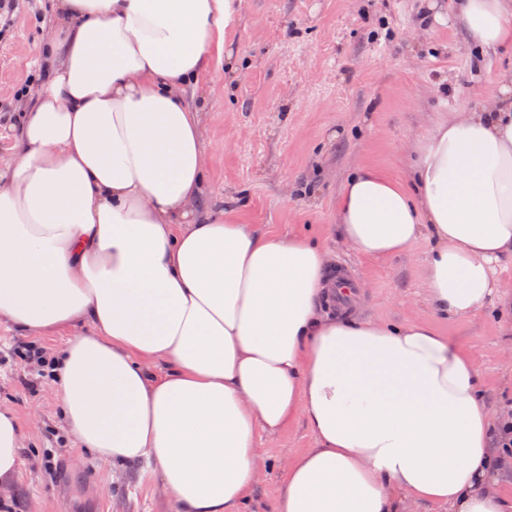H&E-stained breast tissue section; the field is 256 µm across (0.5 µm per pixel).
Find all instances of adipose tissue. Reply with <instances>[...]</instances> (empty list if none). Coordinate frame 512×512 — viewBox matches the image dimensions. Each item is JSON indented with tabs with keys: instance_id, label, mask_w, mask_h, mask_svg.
Wrapping results in <instances>:
<instances>
[{
	"instance_id": "obj_1",
	"label": "adipose tissue",
	"mask_w": 512,
	"mask_h": 512,
	"mask_svg": "<svg viewBox=\"0 0 512 512\" xmlns=\"http://www.w3.org/2000/svg\"><path fill=\"white\" fill-rule=\"evenodd\" d=\"M240 0H57L50 56L0 171V321L68 333L54 383L72 437L155 463L176 512H244L257 431L303 419L276 512H505L502 426L470 354L418 320L328 315L333 254L203 211L210 150L186 92L226 58ZM478 50L512 44V0H457ZM411 146L404 180L355 167L339 234L384 260L419 240L427 302L507 300L512 75ZM23 434L0 410V484Z\"/></svg>"
}]
</instances>
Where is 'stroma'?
<instances>
[{"label": "stroma", "instance_id": "obj_1", "mask_svg": "<svg viewBox=\"0 0 512 512\" xmlns=\"http://www.w3.org/2000/svg\"><path fill=\"white\" fill-rule=\"evenodd\" d=\"M429 1L240 0L227 43L238 68L203 75L187 97L213 147L206 203L261 233L315 238L355 268L363 284L355 316L426 319L474 358L486 406L511 409L512 323L488 309L457 319L433 312L422 280L427 241L376 261L339 239L336 195L351 167L368 161L401 175L420 134L442 113L481 105L512 69V50L472 52L448 0H437L445 23L424 22ZM54 21V0H16L0 20L1 169L17 152ZM65 343L0 322V406L25 435L18 474L0 487V512H175L152 466L101 460L67 435L50 378L22 355L34 346L52 357ZM255 442L268 469L246 512H275L285 460L314 438L300 419Z\"/></svg>", "mask_w": 512, "mask_h": 512}]
</instances>
